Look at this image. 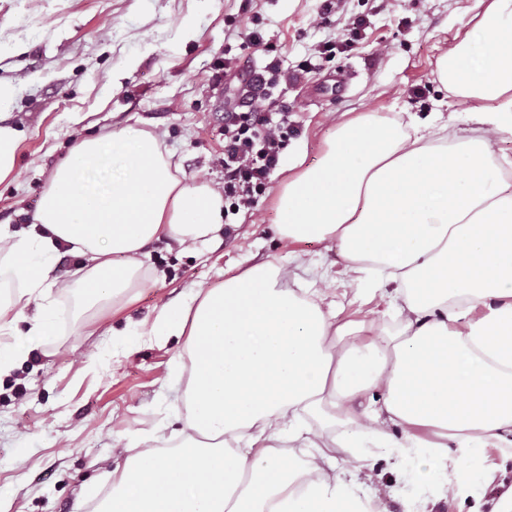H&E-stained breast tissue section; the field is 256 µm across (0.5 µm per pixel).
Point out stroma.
Here are the masks:
<instances>
[{"label": "stroma", "mask_w": 512, "mask_h": 512, "mask_svg": "<svg viewBox=\"0 0 512 512\" xmlns=\"http://www.w3.org/2000/svg\"><path fill=\"white\" fill-rule=\"evenodd\" d=\"M472 4L339 0L323 22L322 0H0V81L17 89L0 115L26 134L16 180L0 185V225L18 232L31 224L76 129L154 131L182 178L223 188L224 103L241 93L224 66L240 58L243 29L259 30L266 44L253 54L254 66L276 58L281 68L309 69L301 82L272 89L288 109V136L266 194L198 251L149 243L144 262L159 275L131 302L102 307L90 326L78 327L64 287L80 260L60 249L49 273L58 283L50 297L56 334L0 338L22 349L0 377V512H73L78 499L91 504L111 489L108 474L123 466L131 437L170 444L183 419L176 390L189 372L184 340L139 336L125 326L152 327L160 306L186 300L189 285L217 287L253 266L277 264L287 266L290 288H320L316 274L324 272L321 304L341 307V320L387 310L383 295L360 299L335 244L282 238L277 196L290 166L316 164L336 125L362 113L405 121L427 116L444 99L454 129L469 128L473 104L447 96L438 59L466 35L482 52L487 37ZM113 328L118 336H110ZM393 463L382 450L373 459L392 489L384 512H405L410 501L428 512L474 506L471 497L423 499Z\"/></svg>", "instance_id": "obj_1"}]
</instances>
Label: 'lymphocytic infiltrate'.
<instances>
[{
  "instance_id": "obj_1",
  "label": "lymphocytic infiltrate",
  "mask_w": 512,
  "mask_h": 512,
  "mask_svg": "<svg viewBox=\"0 0 512 512\" xmlns=\"http://www.w3.org/2000/svg\"><path fill=\"white\" fill-rule=\"evenodd\" d=\"M239 82L245 93L224 109L225 214L253 204L269 186V175L281 159L284 131L272 125L278 105L268 90L281 76L277 61L263 68L244 66Z\"/></svg>"
}]
</instances>
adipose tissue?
<instances>
[{"instance_id":"adipose-tissue-1","label":"adipose tissue","mask_w":512,"mask_h":512,"mask_svg":"<svg viewBox=\"0 0 512 512\" xmlns=\"http://www.w3.org/2000/svg\"><path fill=\"white\" fill-rule=\"evenodd\" d=\"M475 2L482 63L465 37L438 72L476 101L471 135L366 112L279 195L282 236L335 242L354 284L388 291L394 328L338 321L275 265L162 306L151 333L185 336L190 362L180 441H131L97 512H377L362 487L377 449L426 462L442 496L497 486L488 512H512V482L487 463L512 447V161L494 150L512 137V0ZM171 158L146 129L75 138L30 230L0 226V288L45 298L69 246L82 316L156 277L139 259L150 242L218 237L223 194Z\"/></svg>"}]
</instances>
